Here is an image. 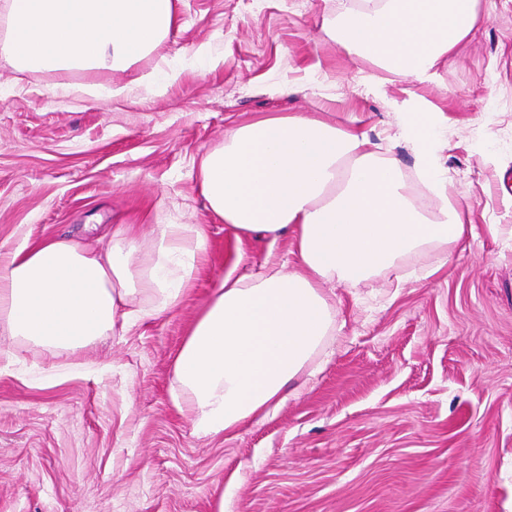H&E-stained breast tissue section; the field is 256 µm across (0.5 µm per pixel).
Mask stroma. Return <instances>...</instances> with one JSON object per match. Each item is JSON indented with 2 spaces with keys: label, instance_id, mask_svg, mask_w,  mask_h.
Listing matches in <instances>:
<instances>
[{
  "label": "stroma",
  "instance_id": "stroma-1",
  "mask_svg": "<svg viewBox=\"0 0 512 512\" xmlns=\"http://www.w3.org/2000/svg\"><path fill=\"white\" fill-rule=\"evenodd\" d=\"M346 2L176 0L179 27L125 70L0 60V252L116 224L143 245L160 224L207 235L176 305L124 335L69 358L0 335L16 353L0 360V512H512V0H481L479 28L415 84L340 46ZM111 85L125 97H93ZM421 109L465 240L326 285L317 373L268 417L198 435L172 365L214 284L300 266L294 233L239 238L209 212L203 156L296 112L357 121L410 174L397 119Z\"/></svg>",
  "mask_w": 512,
  "mask_h": 512
}]
</instances>
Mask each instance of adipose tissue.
Segmentation results:
<instances>
[{"instance_id":"obj_1","label":"adipose tissue","mask_w":512,"mask_h":512,"mask_svg":"<svg viewBox=\"0 0 512 512\" xmlns=\"http://www.w3.org/2000/svg\"><path fill=\"white\" fill-rule=\"evenodd\" d=\"M479 0H351L339 41L407 83L480 23ZM179 24L175 0H0V59L65 74L125 69ZM430 112L402 117L399 136L419 159L414 177L357 126L272 114L231 129L200 167L207 209L236 235L296 233L302 272L268 261L264 273L227 272L185 338L174 381L202 436L232 432L281 404L323 347L334 319L322 285L354 283L431 244L466 234L441 187ZM206 236L163 224L148 249L128 225L94 246L47 238L0 254V334L73 354L175 305Z\"/></svg>"}]
</instances>
